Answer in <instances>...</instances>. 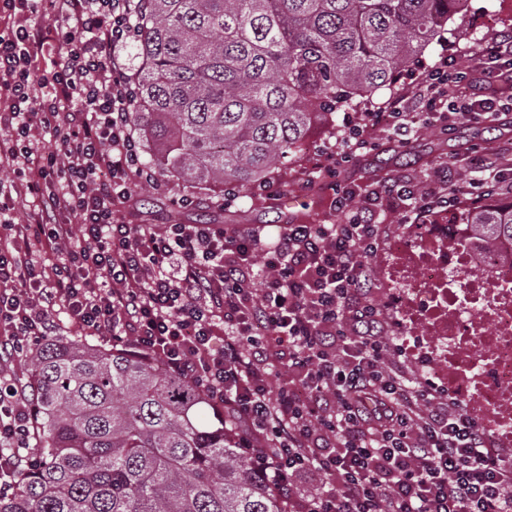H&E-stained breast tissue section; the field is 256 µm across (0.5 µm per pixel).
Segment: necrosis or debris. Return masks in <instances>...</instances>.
<instances>
[{
	"mask_svg": "<svg viewBox=\"0 0 512 512\" xmlns=\"http://www.w3.org/2000/svg\"><path fill=\"white\" fill-rule=\"evenodd\" d=\"M378 262L397 335L426 331L410 354L512 446V243L480 248L448 206L383 241Z\"/></svg>",
	"mask_w": 512,
	"mask_h": 512,
	"instance_id": "necrosis-or-debris-1",
	"label": "necrosis or debris"
}]
</instances>
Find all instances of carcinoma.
<instances>
[{
    "mask_svg": "<svg viewBox=\"0 0 512 512\" xmlns=\"http://www.w3.org/2000/svg\"><path fill=\"white\" fill-rule=\"evenodd\" d=\"M131 112L150 168L240 191L409 67L467 0H144ZM461 221L512 239V201ZM38 461L0 512H285L203 393L127 348L30 355Z\"/></svg>",
    "mask_w": 512,
    "mask_h": 512,
    "instance_id": "carcinoma-1",
    "label": "carcinoma"
}]
</instances>
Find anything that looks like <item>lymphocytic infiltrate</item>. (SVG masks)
Returning <instances> with one entry per match:
<instances>
[{
	"mask_svg": "<svg viewBox=\"0 0 512 512\" xmlns=\"http://www.w3.org/2000/svg\"><path fill=\"white\" fill-rule=\"evenodd\" d=\"M36 4L0 0L21 17L0 31V164L16 176L0 190V345L21 355L55 335L62 304L81 334L160 360L223 414L286 512H512V448L398 343L371 263L386 204L401 223H425L512 156L473 154L468 179L442 169L425 188L340 189V222L286 224L274 242L259 225L132 224L115 204L158 181L140 163L135 82L115 54L138 34L137 0H48L39 24ZM487 74L512 83L511 35L480 45L467 71L440 60L411 94L346 121L325 173L372 150L375 128L407 131L422 115L447 131L496 123L504 105L475 91ZM35 127L52 131L53 151L31 147ZM23 195L40 206L18 224ZM279 368L290 381L273 396ZM33 437L25 385L0 374V495L16 490ZM314 474L321 484L299 495Z\"/></svg>",
	"mask_w": 512,
	"mask_h": 512,
	"instance_id": "obj_1",
	"label": "lymphocytic infiltrate"
}]
</instances>
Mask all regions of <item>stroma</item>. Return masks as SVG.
<instances>
[{
  "label": "stroma",
  "mask_w": 512,
  "mask_h": 512,
  "mask_svg": "<svg viewBox=\"0 0 512 512\" xmlns=\"http://www.w3.org/2000/svg\"><path fill=\"white\" fill-rule=\"evenodd\" d=\"M491 19L497 34L512 32V15L504 12L500 0H468L462 15L449 23L447 31L433 42L413 64L414 74L424 67L447 58L454 68L463 70L470 63L474 49V21ZM343 112H336L327 123L313 130L304 148L285 155L273 166L267 179L269 189L251 188L237 198L225 200L223 193L210 192L197 184L168 177L162 189L148 185L134 187L128 203L118 211L135 224H167L176 219L185 224L206 219L210 224L237 227L261 225L269 240H277L284 224H334L340 219L336 211V186L342 185L357 195H365L373 185L384 181H427L443 165H453L456 172L468 168L472 149L487 153L512 150V131L487 132L484 124L463 123L449 133L417 123L416 133L408 145L376 129L371 133L376 147L355 163L340 169L331 179L319 172L317 165L335 139L333 133L343 125Z\"/></svg>",
  "instance_id": "obj_1"
}]
</instances>
